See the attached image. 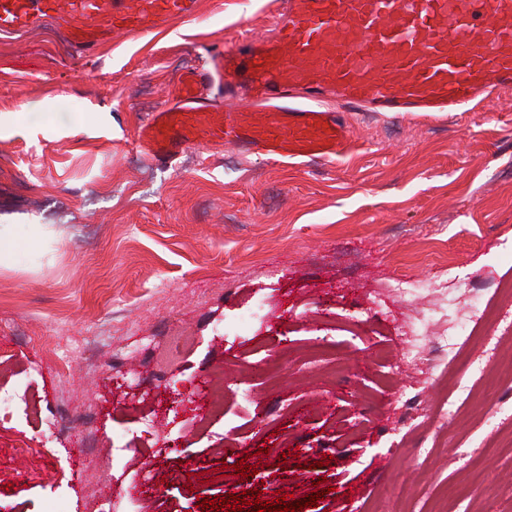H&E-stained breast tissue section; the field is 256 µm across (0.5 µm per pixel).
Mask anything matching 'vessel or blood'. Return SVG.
<instances>
[{
	"mask_svg": "<svg viewBox=\"0 0 512 512\" xmlns=\"http://www.w3.org/2000/svg\"><path fill=\"white\" fill-rule=\"evenodd\" d=\"M199 0H0V31L68 17L93 49L195 17ZM184 71L137 134L161 163L187 144L230 142L274 161L352 147L350 112H467L512 89V0H281L268 36L214 48ZM219 83L223 102L203 94Z\"/></svg>",
	"mask_w": 512,
	"mask_h": 512,
	"instance_id": "obj_1",
	"label": "vessel or blood"
}]
</instances>
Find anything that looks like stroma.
<instances>
[{
    "label": "stroma",
    "instance_id": "stroma-1",
    "mask_svg": "<svg viewBox=\"0 0 512 512\" xmlns=\"http://www.w3.org/2000/svg\"><path fill=\"white\" fill-rule=\"evenodd\" d=\"M278 7L200 0L193 20L92 52L66 17L0 32V394H21L0 405V512H97L105 472L110 512L305 500L320 479L302 512H512V435L487 420L512 424V298L495 293L469 341L482 376L446 391L398 366L411 329L426 349L447 328L442 295L391 290L447 284L458 315L471 289L512 285V91L474 112L349 113L354 147L334 161L191 144L162 165L136 143L184 70L268 35ZM261 359L276 380L248 376L195 421L225 369ZM412 395L451 413L403 448ZM63 406L81 419L60 434ZM243 458L256 475L235 474Z\"/></svg>",
    "mask_w": 512,
    "mask_h": 512
}]
</instances>
